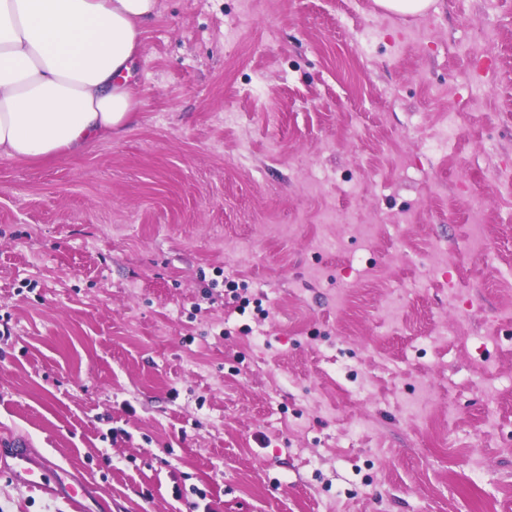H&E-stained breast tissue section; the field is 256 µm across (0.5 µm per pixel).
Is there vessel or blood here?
<instances>
[{
  "label": "vessel or blood",
  "mask_w": 512,
  "mask_h": 512,
  "mask_svg": "<svg viewBox=\"0 0 512 512\" xmlns=\"http://www.w3.org/2000/svg\"><path fill=\"white\" fill-rule=\"evenodd\" d=\"M0 457L5 458V468L12 480L63 500L70 512H89L93 496L90 482L60 468L53 460L38 456L27 440L6 441Z\"/></svg>",
  "instance_id": "1"
}]
</instances>
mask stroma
I'll return each mask as SVG.
<instances>
[{
	"instance_id": "35a3bbf8",
	"label": "stroma",
	"mask_w": 512,
	"mask_h": 512,
	"mask_svg": "<svg viewBox=\"0 0 512 512\" xmlns=\"http://www.w3.org/2000/svg\"><path fill=\"white\" fill-rule=\"evenodd\" d=\"M138 63L0 159V438L93 512H512V0H159ZM435 2L436 0H376L382 8L402 15L425 13Z\"/></svg>"
}]
</instances>
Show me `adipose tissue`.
<instances>
[{
	"instance_id": "obj_1",
	"label": "adipose tissue",
	"mask_w": 512,
	"mask_h": 512,
	"mask_svg": "<svg viewBox=\"0 0 512 512\" xmlns=\"http://www.w3.org/2000/svg\"><path fill=\"white\" fill-rule=\"evenodd\" d=\"M158 0H0V158L40 160L126 132Z\"/></svg>"
}]
</instances>
